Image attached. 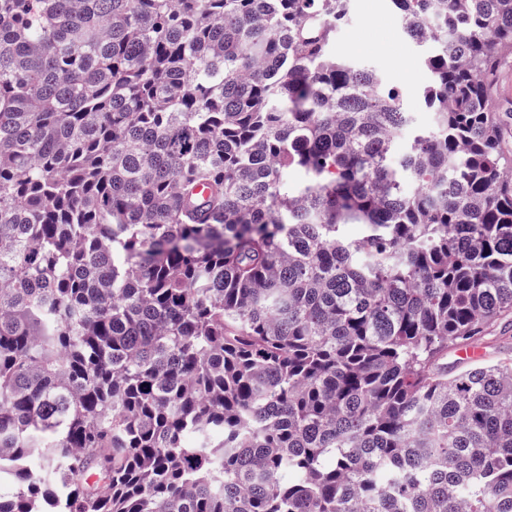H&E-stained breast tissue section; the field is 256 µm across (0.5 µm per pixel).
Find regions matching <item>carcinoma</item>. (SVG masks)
Instances as JSON below:
<instances>
[{
  "label": "carcinoma",
  "mask_w": 512,
  "mask_h": 512,
  "mask_svg": "<svg viewBox=\"0 0 512 512\" xmlns=\"http://www.w3.org/2000/svg\"><path fill=\"white\" fill-rule=\"evenodd\" d=\"M392 3L399 158L349 0H0V512H512V363L439 368L512 316V0ZM404 21L390 0H351L348 22L336 32L334 51L358 65L392 75L413 112V127L427 129L433 114L424 105L420 90L430 81L422 63V49L405 34ZM357 42L383 44L386 49L354 48ZM512 91V59L511 63L501 66L498 72V94L497 103L504 115L508 116L507 124L504 128L503 143L506 150L512 151V97L505 96L506 89ZM511 112V113H510Z\"/></svg>",
  "instance_id": "1"
}]
</instances>
